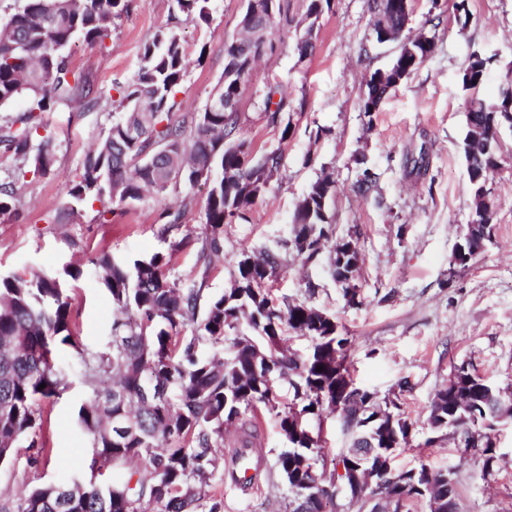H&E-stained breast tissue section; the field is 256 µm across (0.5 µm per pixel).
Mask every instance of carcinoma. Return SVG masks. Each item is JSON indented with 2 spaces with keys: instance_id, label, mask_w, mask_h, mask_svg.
Here are the masks:
<instances>
[{
  "instance_id": "obj_1",
  "label": "carcinoma",
  "mask_w": 512,
  "mask_h": 512,
  "mask_svg": "<svg viewBox=\"0 0 512 512\" xmlns=\"http://www.w3.org/2000/svg\"><path fill=\"white\" fill-rule=\"evenodd\" d=\"M331 0H309L307 24L297 39L299 59L311 56L316 24ZM371 11L387 5L379 23L399 33L406 23L404 0H368ZM129 0H26L23 10L0 28V107L18 95L31 94L30 106L0 126V149L13 157L16 178L46 175L53 170L50 139L34 143L40 114L59 102H76L87 108L98 105L101 94L84 74L75 72L67 47L76 37L103 44L108 28L129 11ZM259 10L246 9L239 21L240 34L224 40V73L216 96L219 110L209 107L187 115L180 112L177 89L187 69V53L179 30L188 21L208 25L211 0H176L167 26L155 33L142 51L135 79L116 88L124 117L112 123L107 135L86 156L77 178L69 181L68 195L78 202H98L99 217L111 209L106 203L131 204L148 188L164 194L171 187L195 188L199 173L217 172L207 185L206 235L198 259L218 254L224 247V224L242 218L282 165L279 151L252 156L242 137L238 103L241 85L255 61L277 46L282 23L288 21L281 0H258ZM427 59L425 44H402L392 65L376 70L366 81L361 111L369 116L396 86V75L415 71ZM490 59L474 55L462 71L463 87L470 91L466 105L467 131L462 147L478 135L477 152H463L475 173L497 167L494 130L512 113L505 96L488 101L477 93ZM264 111L270 123L281 121L288 100L275 87L268 89ZM334 184L327 178L314 182L297 202L291 237L285 247L306 260L324 248L336 264L355 274L359 253L350 251L351 240L334 237L330 206ZM471 221L462 242L482 249L490 240L488 213L482 182L471 184ZM18 198L12 181L0 183V217L17 214ZM171 258L162 253L129 261L105 255L94 265L121 316L112 319L111 340L103 351L82 355L88 401L77 413V427L91 438L89 469L100 458L112 470L142 468L148 480L88 481L76 500L57 489L69 481L49 483L27 492L0 512H147L146 503L164 506V512H193L197 487L210 476L215 454L224 442V426L243 421L259 407L274 412L288 442L276 459V468L290 490L304 491L293 512H324L326 501L342 496L336 486V469L351 462L350 449L384 448L395 459L398 448L409 442L413 423L403 415L398 395L381 397L358 386L349 371V338L336 317L304 303L278 302L268 283L277 274L279 256L274 252L243 251L234 279L223 294L208 300L199 312L202 288H181L169 279ZM245 324L264 340L239 335ZM192 327V335H183ZM293 332L310 341L303 355L285 352V335ZM71 297L64 279L32 273L0 275V464L12 457L24 438L39 428L40 402L60 398L68 388L58 369L54 350L73 343ZM212 340L228 346L227 356H198L196 343ZM323 371H317L318 366ZM288 385L282 399L279 385ZM342 399L348 414L341 428L347 430L350 448L327 459L321 425L332 404ZM499 417L512 419V398L473 374L468 383L455 377L436 390L427 417L428 429L438 436L462 440L470 426ZM125 426L113 434L110 420ZM483 469L497 463L493 440L478 449ZM253 449L236 450L228 474L241 479L243 463ZM419 474L417 484L431 481L448 505V470L422 464L396 469L394 476Z\"/></svg>"
}]
</instances>
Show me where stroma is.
I'll return each instance as SVG.
<instances>
[{"label":"stroma","instance_id":"1","mask_svg":"<svg viewBox=\"0 0 512 512\" xmlns=\"http://www.w3.org/2000/svg\"><path fill=\"white\" fill-rule=\"evenodd\" d=\"M288 24L284 42L264 55L242 84L241 133L255 154L282 151L283 165L245 218L224 227V249L201 279L198 251L206 233L205 186H178L131 205L115 206L107 220L94 207L74 202L66 183L98 140L120 118L110 96L140 67L144 44L164 26L174 0H133L103 45L75 38L67 53L72 67L93 79L103 93L93 108L59 103L42 113L39 136L50 137L54 170L16 184L19 214L0 219V273L56 275L80 269L67 280L76 322L75 342L59 347L57 363L70 389L40 405L39 446L48 459L20 441L9 462L0 464V498L17 501L31 488L59 482L71 468L85 469L90 439L76 416L88 391L81 354L107 346L115 310L93 261L171 253V279L182 287L204 280L205 295L230 288L242 251L279 253L281 267L271 282L275 298L306 302L333 314L350 341L351 374L364 389L399 393L401 408L415 425L395 464L454 469L460 512H512V420L492 433L500 459L484 474L480 459L464 457L454 442L431 440L426 419L435 391L455 367L464 365L491 385L512 390V128L498 136L501 165L488 177L494 202L493 231L483 251L466 268L453 253L469 222L471 192L461 151L466 133L461 73L473 54L492 58L479 89L498 97L512 70V0H468L467 26H460L456 0H411L405 36L434 43L426 61L393 89L372 116L360 102L368 76L386 68L399 42L377 43L375 17L367 0H331L319 21L316 50L299 59L306 0H282ZM245 0H212V21H189L180 29L190 59L178 94L182 111H202L224 71V40L236 35ZM280 89L291 107L290 134L268 123L262 99L268 86ZM374 183L359 190L363 168ZM335 194L330 213L336 234L356 242L359 301L349 304L328 272V255L305 260L282 243L291 235L297 201L321 177ZM184 207L182 223L164 228V209ZM179 252H172V245ZM407 391H399L400 381ZM254 443L261 467L254 484L227 476L242 430H224V447L199 493L196 512H294L296 501L275 467L285 448L275 416L261 411Z\"/></svg>","mask_w":512,"mask_h":512}]
</instances>
